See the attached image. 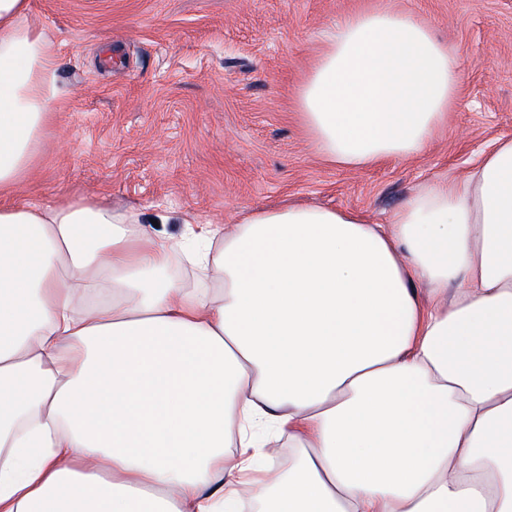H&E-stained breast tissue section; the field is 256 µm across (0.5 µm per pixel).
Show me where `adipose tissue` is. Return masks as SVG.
Listing matches in <instances>:
<instances>
[{
    "label": "adipose tissue",
    "mask_w": 512,
    "mask_h": 512,
    "mask_svg": "<svg viewBox=\"0 0 512 512\" xmlns=\"http://www.w3.org/2000/svg\"><path fill=\"white\" fill-rule=\"evenodd\" d=\"M28 12L0 0V512H512V138L386 224L294 203L186 241L7 205L62 97ZM458 94L447 44L379 7L297 107L357 168L420 154Z\"/></svg>",
    "instance_id": "1"
}]
</instances>
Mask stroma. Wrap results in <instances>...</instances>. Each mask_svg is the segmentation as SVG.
<instances>
[{"label":"stroma","instance_id":"stroma-1","mask_svg":"<svg viewBox=\"0 0 512 512\" xmlns=\"http://www.w3.org/2000/svg\"><path fill=\"white\" fill-rule=\"evenodd\" d=\"M375 6L453 49L459 96L418 156L342 168L316 150L296 94L326 27ZM29 16L66 94L13 204L98 199L163 238L294 201L385 224L420 181L464 175L512 137V0H30Z\"/></svg>","mask_w":512,"mask_h":512}]
</instances>
